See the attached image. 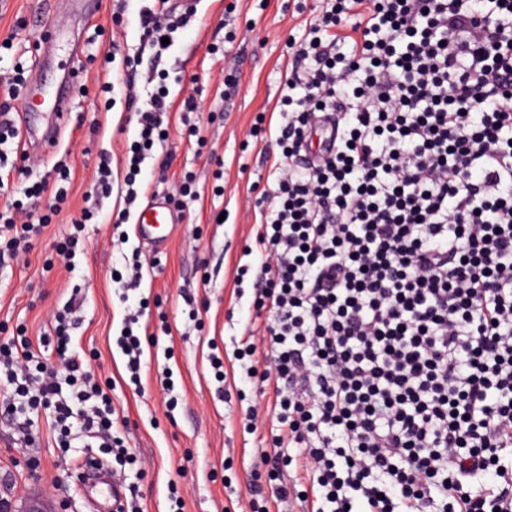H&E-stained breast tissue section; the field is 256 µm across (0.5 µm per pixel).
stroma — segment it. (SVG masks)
<instances>
[{"mask_svg": "<svg viewBox=\"0 0 512 512\" xmlns=\"http://www.w3.org/2000/svg\"><path fill=\"white\" fill-rule=\"evenodd\" d=\"M143 0H130L124 22L110 13L91 21L85 0H0V70L22 66L33 73L26 99L13 100L16 111L33 124L46 117V99L62 68L80 74L73 108L58 144L35 152L34 176H58L68 200L34 249L0 276V341L25 330L43 334L53 313L81 288L82 323L72 333L73 347L98 381H111L112 403L124 419L118 431L133 460L112 464L125 489L134 491L143 512H170L171 490L184 499L183 512H243L248 465L266 447V428L250 430L246 411L255 399L240 379V366L228 368L218 384L208 361L210 345L233 351L254 321L237 269L256 265L245 255L254 244L260 217L254 212L252 185L266 183L262 141L249 130L264 116L267 135L280 122V98L287 67L288 39H302L321 12L319 0H196L164 52L143 40L138 13ZM56 28L54 51L34 65L35 46L45 28ZM114 52L113 61L105 53ZM111 91H103V82ZM166 86L171 103L168 137L155 145L141 165L135 187L138 203L178 194L193 175L190 196L162 246L135 237L132 223L113 226L111 216L126 206L124 183L129 147L138 138L134 111L140 97ZM195 96L199 109L187 112L183 101ZM109 157L112 194L94 196L92 184L100 157ZM89 214L83 232L73 221ZM128 238L122 251L112 248L114 231ZM78 233L70 265L57 261L54 236ZM154 263L140 287L122 294L113 281L133 251ZM142 310L141 325L157 333L145 345L140 384L129 381L116 338L129 312ZM225 395H218V388ZM33 443L19 439L13 424L0 417V497L21 503L38 496L54 512H87V490L79 466L90 456L87 438L71 447L56 445L52 413H32Z\"/></svg>", "mask_w": 512, "mask_h": 512, "instance_id": "stroma-1", "label": "stroma"}]
</instances>
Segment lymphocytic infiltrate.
<instances>
[{"mask_svg":"<svg viewBox=\"0 0 512 512\" xmlns=\"http://www.w3.org/2000/svg\"><path fill=\"white\" fill-rule=\"evenodd\" d=\"M356 18L344 29L346 15ZM289 62L257 200L251 304L234 351L267 398L257 464L303 512H512V0H325ZM170 109L137 114V175ZM335 150L310 151L320 118ZM49 211L0 210V267L29 253ZM72 306L56 361L30 337L0 344V411H53L62 440L111 439L115 410L79 354ZM292 468L294 478L280 475ZM494 474L488 491L471 478Z\"/></svg>","mask_w":512,"mask_h":512,"instance_id":"1","label":"lymphocytic infiltrate"}]
</instances>
